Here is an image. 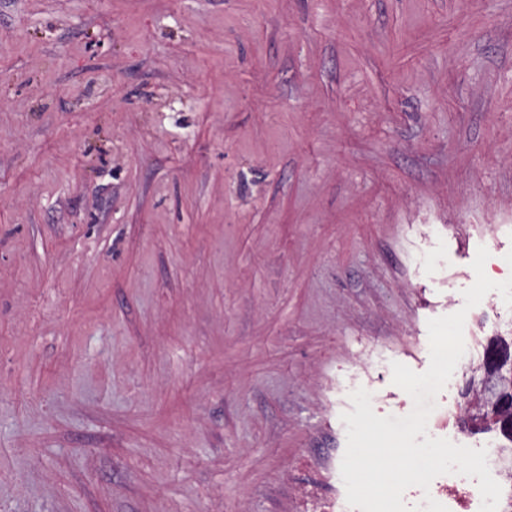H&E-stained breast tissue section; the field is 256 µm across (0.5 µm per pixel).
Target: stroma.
Instances as JSON below:
<instances>
[{"mask_svg":"<svg viewBox=\"0 0 512 512\" xmlns=\"http://www.w3.org/2000/svg\"><path fill=\"white\" fill-rule=\"evenodd\" d=\"M512 0H0V512H313L512 306Z\"/></svg>","mask_w":512,"mask_h":512,"instance_id":"35a3bbf8","label":"stroma"}]
</instances>
